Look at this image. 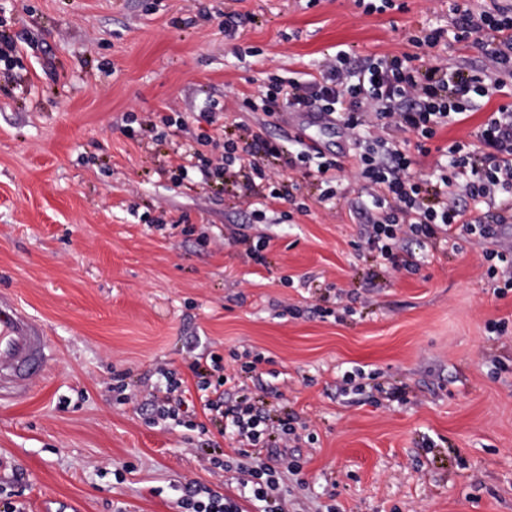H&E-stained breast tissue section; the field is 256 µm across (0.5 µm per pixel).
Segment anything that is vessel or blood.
I'll return each instance as SVG.
<instances>
[{
    "mask_svg": "<svg viewBox=\"0 0 512 512\" xmlns=\"http://www.w3.org/2000/svg\"><path fill=\"white\" fill-rule=\"evenodd\" d=\"M51 356L43 325L10 296L0 294V394L16 393L45 372Z\"/></svg>",
    "mask_w": 512,
    "mask_h": 512,
    "instance_id": "1",
    "label": "vessel or blood"
}]
</instances>
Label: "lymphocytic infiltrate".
Listing matches in <instances>:
<instances>
[{
  "instance_id": "1",
  "label": "lymphocytic infiltrate",
  "mask_w": 512,
  "mask_h": 512,
  "mask_svg": "<svg viewBox=\"0 0 512 512\" xmlns=\"http://www.w3.org/2000/svg\"><path fill=\"white\" fill-rule=\"evenodd\" d=\"M434 28L424 36L409 37L410 51L402 55L367 57L353 66L326 62L318 76L276 80L269 100H281L291 112L329 117L346 129L352 140L355 175L368 188L363 205L366 244L378 251L392 268H411L404 252L408 242L420 246L456 237L473 236L483 244L489 277L512 288V249L487 248L497 239L499 227L473 212L482 205L494 208L512 201V5L493 4L472 11L457 9L451 36L455 44L480 48L486 69L470 71L437 63L420 66L419 49L432 48L447 36ZM501 98L480 126L474 140H453L441 148V158L430 174L417 171L430 156L429 144L439 131L464 123L492 95ZM282 152L265 128L247 130L240 141L224 144V153L201 158L205 175L223 178L233 165L249 169L265 181L268 202L288 200L284 181L268 176L264 160ZM191 369L198 379L199 400H189L179 380L166 376L153 404L162 417L194 428L196 412L221 417L224 431L237 445L236 456L213 451L212 468L246 473L240 492L232 496L212 490L198 481L185 484L179 498L182 512H288L283 496V477L302 469L286 447L294 432L290 419L271 423L252 396L241 394L236 404L223 396H209L214 379L236 385L239 373L226 372L221 361L194 358ZM266 448V457L253 455Z\"/></svg>"
}]
</instances>
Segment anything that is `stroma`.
Returning <instances> with one entry per match:
<instances>
[{
	"mask_svg": "<svg viewBox=\"0 0 512 512\" xmlns=\"http://www.w3.org/2000/svg\"><path fill=\"white\" fill-rule=\"evenodd\" d=\"M0 0V292L43 323L52 346L33 390L0 402V499L24 512H180L210 469L206 433L155 418L158 369L195 389L193 357L215 352L296 418L300 475L288 512H512V290L461 236L393 270L365 245L342 128L242 108L273 79L318 74L325 58L409 51V35L451 29L454 5L403 0ZM237 26L225 32L227 14ZM223 105L219 125L199 116ZM180 127L163 126V118ZM156 124V138L141 128ZM266 125L286 148L315 142L343 164L336 195L275 160L294 191L273 205L248 170L176 168L199 147ZM266 239L262 261L249 254ZM260 357L240 372L234 354ZM357 390L339 393L345 373ZM124 374L136 401L113 390ZM404 384L406 402L380 399Z\"/></svg>",
	"mask_w": 512,
	"mask_h": 512,
	"instance_id": "1",
	"label": "stroma"
}]
</instances>
